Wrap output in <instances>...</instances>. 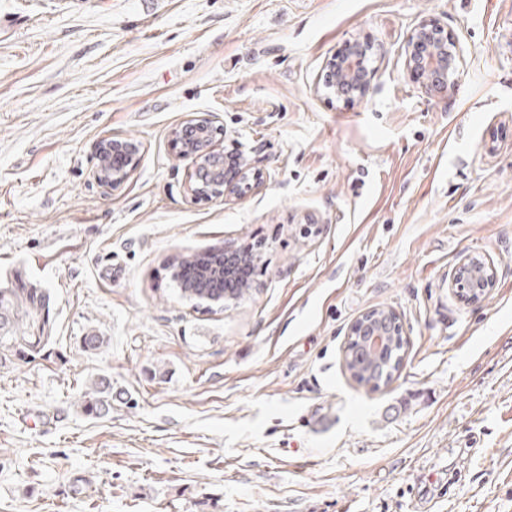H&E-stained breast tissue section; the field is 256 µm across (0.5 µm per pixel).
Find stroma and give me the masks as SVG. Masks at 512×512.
<instances>
[{
    "label": "stroma",
    "instance_id": "1",
    "mask_svg": "<svg viewBox=\"0 0 512 512\" xmlns=\"http://www.w3.org/2000/svg\"><path fill=\"white\" fill-rule=\"evenodd\" d=\"M425 19L462 52L448 95L406 75ZM357 38L376 76L347 104L325 63ZM192 116L257 148L258 191L190 199ZM110 138L140 145L114 192ZM227 245L261 252L255 293L181 299L173 259ZM469 254L496 269L474 304L444 285ZM16 270L56 322L0 364V512H512V0H0ZM375 307L407 350L370 391L342 346ZM82 407L89 414H100L112 401V379L108 375H98L83 396Z\"/></svg>",
    "mask_w": 512,
    "mask_h": 512
}]
</instances>
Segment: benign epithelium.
Instances as JSON below:
<instances>
[{"label": "benign epithelium", "instance_id": "1", "mask_svg": "<svg viewBox=\"0 0 512 512\" xmlns=\"http://www.w3.org/2000/svg\"><path fill=\"white\" fill-rule=\"evenodd\" d=\"M369 47L359 40L349 41L342 52L331 60L334 75L331 87L336 98L350 100L363 97L368 92L374 72L368 68ZM406 69L410 79L427 93H450L462 76L461 55L457 42L445 33L444 28L431 21H423L408 35L406 42ZM232 154L238 157L237 175L227 179L217 171L221 168L222 155L213 152L207 144L193 156L194 172L188 185V193L194 199L220 195L224 199L240 198L259 190L258 174L255 173L257 148H245L239 141L231 140ZM126 169H117L108 177L96 174L98 181L112 190L119 189L127 179ZM485 265L489 274L484 287L495 284L496 271L492 265L472 255L465 256L452 272L448 282L451 293L463 301H475L477 296L467 294L472 280L480 279L477 265ZM404 335L400 316L392 309L372 308L351 322L346 336L364 338L365 351L373 357L384 355L389 337Z\"/></svg>", "mask_w": 512, "mask_h": 512}]
</instances>
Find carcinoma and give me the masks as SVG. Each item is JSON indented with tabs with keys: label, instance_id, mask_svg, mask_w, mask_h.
<instances>
[{
	"label": "carcinoma",
	"instance_id": "carcinoma-1",
	"mask_svg": "<svg viewBox=\"0 0 512 512\" xmlns=\"http://www.w3.org/2000/svg\"><path fill=\"white\" fill-rule=\"evenodd\" d=\"M182 298L197 305L221 303L207 298L191 287V283L177 281ZM55 324L53 304L49 291L20 274L11 275L0 283V359L8 356L34 357L49 344ZM404 352V337L389 351L388 364L379 366L369 354L351 341L345 355V368L361 386L378 388L392 381L394 363ZM112 401V379L101 374L91 383L82 401L84 411L98 414Z\"/></svg>",
	"mask_w": 512,
	"mask_h": 512
}]
</instances>
